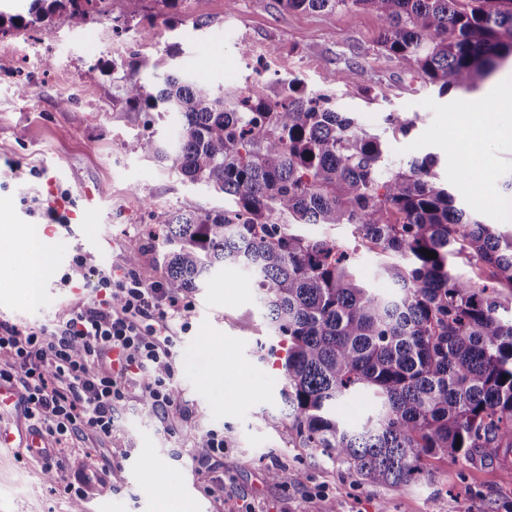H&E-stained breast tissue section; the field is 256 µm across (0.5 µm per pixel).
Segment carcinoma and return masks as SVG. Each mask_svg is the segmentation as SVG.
I'll return each instance as SVG.
<instances>
[{
    "label": "carcinoma",
    "instance_id": "carcinoma-1",
    "mask_svg": "<svg viewBox=\"0 0 512 512\" xmlns=\"http://www.w3.org/2000/svg\"><path fill=\"white\" fill-rule=\"evenodd\" d=\"M4 20L49 26L88 15L92 0H26ZM123 25L143 19L145 0H125ZM292 10H371L380 46L441 94L474 92L512 57V0H278ZM127 102L178 118L166 142L128 144L191 182L232 198L222 211H176L164 219L165 287L186 293L220 267L254 280L280 338L287 418L303 448L347 465V477L398 486L425 455L494 459L512 449V230L500 232L455 205L435 160L385 163V143L336 110L325 93L288 81L280 100L215 88L182 72L152 84L128 62ZM352 224L383 260L382 293L364 287L351 254L294 230ZM437 254L430 259L423 250ZM462 258L491 270L482 285L456 270ZM365 395L359 425L336 405Z\"/></svg>",
    "mask_w": 512,
    "mask_h": 512
}]
</instances>
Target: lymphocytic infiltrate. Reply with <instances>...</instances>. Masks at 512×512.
Returning <instances> with one entry per match:
<instances>
[{
    "mask_svg": "<svg viewBox=\"0 0 512 512\" xmlns=\"http://www.w3.org/2000/svg\"><path fill=\"white\" fill-rule=\"evenodd\" d=\"M70 269L86 270L85 298L40 327L0 321V384L17 391L24 418L50 440L41 460L78 502L91 481L69 461L75 440L111 439L116 416L142 398L155 406L166 433L177 430L172 348L188 328L191 304L145 284L130 266L91 268L77 253ZM202 441L195 461L210 477V495L227 512H256L248 497L214 476L224 465L223 432L208 430Z\"/></svg>",
    "mask_w": 512,
    "mask_h": 512,
    "instance_id": "obj_1",
    "label": "lymphocytic infiltrate"
}]
</instances>
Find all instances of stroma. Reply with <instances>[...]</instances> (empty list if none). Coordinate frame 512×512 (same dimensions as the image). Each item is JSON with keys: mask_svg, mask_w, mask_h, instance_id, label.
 Listing matches in <instances>:
<instances>
[{"mask_svg": "<svg viewBox=\"0 0 512 512\" xmlns=\"http://www.w3.org/2000/svg\"><path fill=\"white\" fill-rule=\"evenodd\" d=\"M153 17L148 36L116 35L122 0H112V16L58 21L40 33L0 34V230L11 233L0 263V320L39 326L48 323L68 299L82 296L83 280L63 286L60 277L74 253L89 265H124L139 251L137 271L150 285L164 283V219L178 210L232 208L230 199L169 171L151 157L129 152L137 135L154 130L173 135L175 114L161 117L128 108L125 66L138 54L142 82L155 80L153 64L202 77L214 86L245 90L275 100L283 83L299 78L329 94L338 111L349 113L368 132L380 135L395 164L434 156L440 179L456 185L463 173L488 169L492 194L468 190L456 204L482 223L512 228V141L499 139L497 127L512 114V66L499 69L479 88V98L495 105L494 115L477 118L467 94L441 95L401 63L389 59L378 39L380 21L370 11L324 12L284 9L278 0H183L171 15L148 0ZM174 58H167L168 49ZM54 60L44 68L43 58ZM27 97H19V85ZM69 98L59 106V98ZM417 116L409 134L393 131L388 116ZM83 204L95 192L83 223L65 225L47 211L51 191ZM43 225L48 272L40 298L31 301L17 259L25 248L22 228ZM307 236L325 237L354 253L360 281L378 287V260L355 235L352 225L301 226ZM190 326L172 349L174 386L181 406L180 429L166 435L153 409L142 402L124 408L111 439L86 447L76 443L73 459L91 452L109 474L106 496L85 503L84 512H159L163 500L186 512H217L206 478L194 460V444L207 430L223 431L224 478L248 495L260 512H318L315 489H327L339 512H512V467L478 457L424 456V476L399 485L353 483L344 464L298 444L283 419L285 378L270 350L272 336L257 301L252 277L227 267L215 270L199 290L189 293ZM201 336L234 351L237 374L231 389L217 392L193 367ZM279 417L271 426V417ZM161 458L171 481L158 483L141 472V460ZM282 473L279 482L269 472ZM60 480L47 479L40 461L18 460L0 447V512H71Z\"/></svg>", "mask_w": 512, "mask_h": 512, "instance_id": "stroma-1", "label": "stroma"}]
</instances>
